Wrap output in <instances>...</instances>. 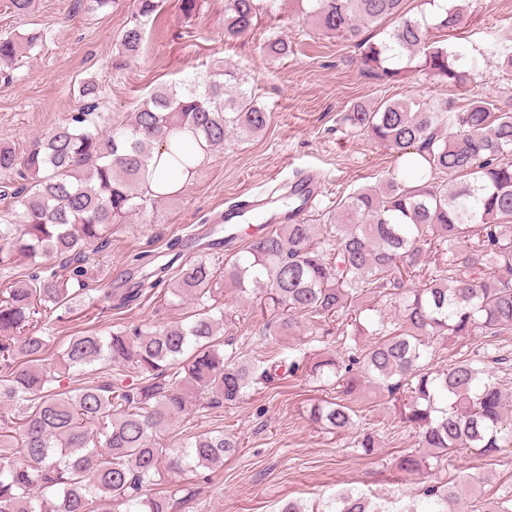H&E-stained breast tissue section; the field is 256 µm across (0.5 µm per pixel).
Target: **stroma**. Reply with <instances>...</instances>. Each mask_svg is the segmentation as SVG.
<instances>
[{"label": "stroma", "instance_id": "35a3bbf8", "mask_svg": "<svg viewBox=\"0 0 512 512\" xmlns=\"http://www.w3.org/2000/svg\"><path fill=\"white\" fill-rule=\"evenodd\" d=\"M0 0V36L38 30L43 43L25 50L21 61L0 74V145L25 152L33 138L62 123L81 102L78 85L100 80L101 124L125 121L136 105L159 84L179 82L226 63L243 77L258 103L270 114L266 131L257 137L233 138L210 152L192 180L156 208L113 227L105 247L91 251L88 291L71 303V312L50 323L51 335L65 338L77 331H109L188 321L191 303H170L164 296L121 304L126 287L140 277L133 257L166 255L171 239L185 240V257L206 256L221 262L223 225L216 218L229 204L290 181L297 172L318 171L323 193L310 215L335 216L342 198L377 184L400 163L395 155L363 133L345 128L340 115L356 102L380 99L467 98L512 95V69L495 42L512 37V0H463L464 26L448 35L433 32L472 69L474 81L462 88L418 72L398 82H385L363 72L360 51L347 41L328 38L303 20L300 0H273L252 35L224 39V0H200L193 16H185L180 0H165L156 21L147 27L141 56L122 71L111 68L116 43L133 20V0L89 11V0H35L24 15ZM285 39L290 52L268 59L263 44L270 36ZM228 318L225 335L243 353L261 350L264 325L273 312L259 299L240 300L233 287L220 298ZM341 322L302 320L288 339L291 347L309 354L338 348ZM327 390L306 368H299L272 385H258L243 401L218 408H201L189 398L173 433L196 435L224 431L239 437L241 446L218 468L170 475L183 485L182 512H278L291 499L320 504L340 491L366 493L383 512H426L425 486L457 482L466 472L486 471L487 480L466 487L454 503L455 512H478L486 500L512 490V447L494 465H486L476 450L455 453L432 465L424 475L400 474L394 459L416 447L413 429L398 417L392 401L377 388L365 386L353 401L355 428L330 433L308 418L312 404ZM375 431L380 446L364 456L354 446L357 432Z\"/></svg>", "mask_w": 512, "mask_h": 512}]
</instances>
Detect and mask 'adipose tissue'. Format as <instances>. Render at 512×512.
I'll return each mask as SVG.
<instances>
[{"instance_id": "adipose-tissue-1", "label": "adipose tissue", "mask_w": 512, "mask_h": 512, "mask_svg": "<svg viewBox=\"0 0 512 512\" xmlns=\"http://www.w3.org/2000/svg\"><path fill=\"white\" fill-rule=\"evenodd\" d=\"M181 150L191 153L193 166H200L207 159L206 152L195 144L191 133L184 132L172 138L167 144L159 146L153 152L156 171L146 183L149 194L172 195L181 191L190 181V173L181 171L175 166L172 159L173 153Z\"/></svg>"}]
</instances>
